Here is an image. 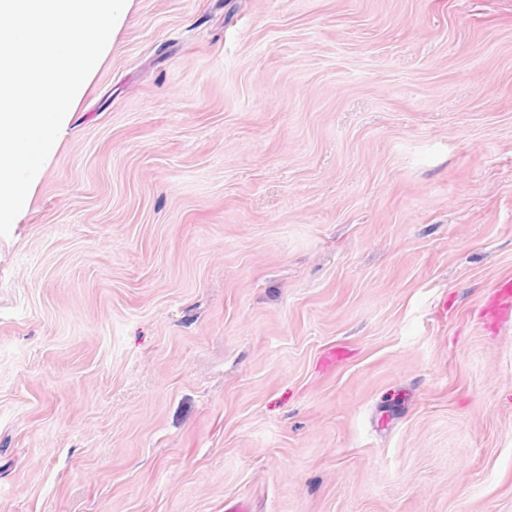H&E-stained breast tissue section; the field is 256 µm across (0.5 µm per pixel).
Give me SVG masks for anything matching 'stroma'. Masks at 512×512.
I'll use <instances>...</instances> for the list:
<instances>
[{
	"label": "stroma",
	"instance_id": "obj_1",
	"mask_svg": "<svg viewBox=\"0 0 512 512\" xmlns=\"http://www.w3.org/2000/svg\"><path fill=\"white\" fill-rule=\"evenodd\" d=\"M512 0H133L0 237V512H512ZM502 317L512 314V278L500 280L494 291L491 305Z\"/></svg>",
	"mask_w": 512,
	"mask_h": 512
}]
</instances>
